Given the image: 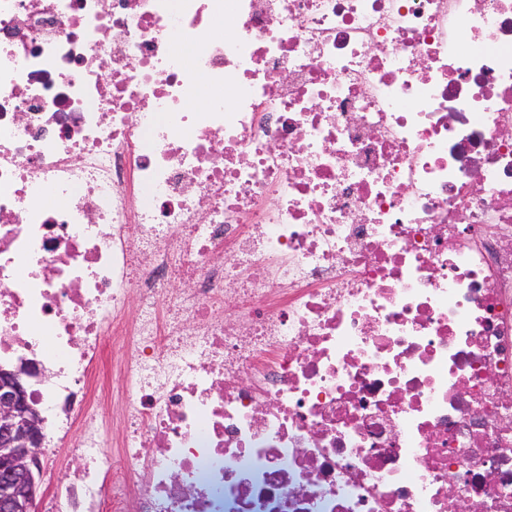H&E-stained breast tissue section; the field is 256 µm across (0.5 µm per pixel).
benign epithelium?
I'll use <instances>...</instances> for the list:
<instances>
[{"label":"benign epithelium","mask_w":512,"mask_h":512,"mask_svg":"<svg viewBox=\"0 0 512 512\" xmlns=\"http://www.w3.org/2000/svg\"><path fill=\"white\" fill-rule=\"evenodd\" d=\"M32 374L25 363L0 366V512H36L45 431L28 395Z\"/></svg>","instance_id":"1"}]
</instances>
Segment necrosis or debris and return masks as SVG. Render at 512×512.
Returning a JSON list of instances; mask_svg holds the SVG:
<instances>
[{
	"label": "necrosis or debris",
	"mask_w": 512,
	"mask_h": 512,
	"mask_svg": "<svg viewBox=\"0 0 512 512\" xmlns=\"http://www.w3.org/2000/svg\"><path fill=\"white\" fill-rule=\"evenodd\" d=\"M22 361L40 512H512V0H0Z\"/></svg>",
	"instance_id": "4bbe7bcc"
}]
</instances>
